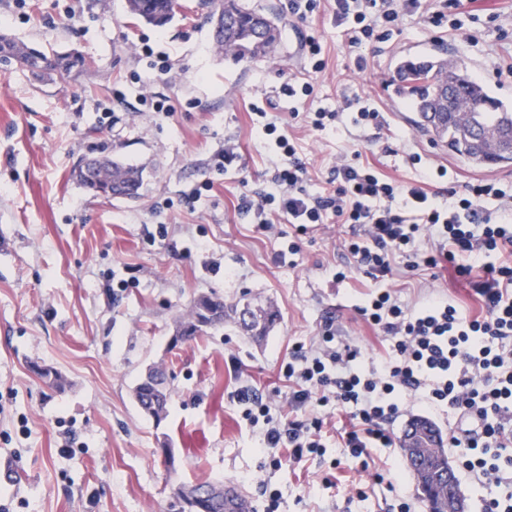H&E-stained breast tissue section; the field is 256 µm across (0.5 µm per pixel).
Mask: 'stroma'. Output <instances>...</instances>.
Wrapping results in <instances>:
<instances>
[{"label":"stroma","instance_id":"35a3bbf8","mask_svg":"<svg viewBox=\"0 0 512 512\" xmlns=\"http://www.w3.org/2000/svg\"><path fill=\"white\" fill-rule=\"evenodd\" d=\"M178 2L160 30L129 16L125 0H0V34L78 52L95 66L77 79L46 81L0 65V459L20 472L16 484H0V502L10 512H176V487L229 481L253 512H263L268 490L279 496L278 512H392L400 497L426 512L398 445L370 449L365 471L337 464L342 423L335 418L324 427L321 453L296 461L289 449L262 448L263 425L244 419L239 393L287 403L283 368L293 345H316L325 330L335 345L360 349L354 368L362 373L391 351L356 312L379 282L362 271L334 279L347 262L348 227L301 233L280 222L264 233L237 204L242 193L264 189L279 133L297 142L313 194L327 189L337 157L355 150L399 181L447 167V176L425 181L442 203L452 186L512 182V165L471 166L417 132L391 82L399 58L443 53L512 104V76L490 67L494 54L512 53V37L489 28L469 47L411 19L387 42L351 48L331 8L302 20L287 15L285 0H244L283 25L269 57L236 65L218 50L202 0ZM310 36L326 62L313 77L314 98L280 95L282 84L302 77ZM143 41L153 57H139ZM359 97L383 114L382 129L352 124ZM158 99L169 115L153 111ZM254 103L264 104L265 116L253 114ZM320 107L338 111L334 127L316 131L303 121ZM268 122L275 135L266 134ZM228 141L240 161L224 173L215 157ZM410 153L421 155L419 167L408 164ZM104 156L141 170L137 199H105L77 181L83 159ZM205 182L210 190L194 196ZM292 241L299 253L278 261ZM387 287L412 309L443 300L465 316L480 312L446 263L398 272ZM203 294L279 318L260 338L229 323L170 347L177 320ZM33 362L59 372L66 387L45 384ZM152 367L166 370L172 389L159 422L133 398ZM402 408L387 425L397 441L414 418L429 419L444 436L455 424L414 395ZM271 453L278 465H269ZM376 471L394 491L373 484Z\"/></svg>","mask_w":512,"mask_h":512}]
</instances>
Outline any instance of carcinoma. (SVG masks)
<instances>
[{
	"label": "carcinoma",
	"mask_w": 512,
	"mask_h": 512,
	"mask_svg": "<svg viewBox=\"0 0 512 512\" xmlns=\"http://www.w3.org/2000/svg\"><path fill=\"white\" fill-rule=\"evenodd\" d=\"M210 19H219L214 39L224 58L236 64H248L265 58L280 36L276 18L260 21V14L246 8L241 0H205ZM176 0H127V12L135 19L156 27L168 25L174 18ZM0 63L17 64L28 72L44 77L53 72L69 77L86 74V61L74 55L48 56L44 51L0 35ZM396 92L404 99L416 128L448 151L476 164L487 165V150H494L496 164L512 163L504 151L512 143V109L491 96L462 63L407 58L400 62L394 76ZM105 176L112 183V197L135 199L141 184L140 172L121 162H109ZM234 318L237 326L251 336H263L276 315L250 307H229L216 295H201L179 318L176 330L180 342L193 341L224 326ZM32 372L45 383L62 388L63 377L50 367L34 363ZM139 408L156 421L165 418L171 389L167 374L160 370L139 383L134 390ZM196 491L208 493L196 503H185L184 487L176 491L180 512H224V484L201 482Z\"/></svg>",
	"instance_id": "cac0c4a2"
}]
</instances>
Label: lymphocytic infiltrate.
I'll return each mask as SVG.
<instances>
[{"mask_svg": "<svg viewBox=\"0 0 512 512\" xmlns=\"http://www.w3.org/2000/svg\"><path fill=\"white\" fill-rule=\"evenodd\" d=\"M332 2L336 24L352 47L386 42L408 17L471 47L486 27L503 35L512 30V11L482 17L468 11L464 0ZM276 147L268 190L239 197L242 213L261 214L259 230L273 228L264 217L269 209L302 233L335 218L351 228L343 244L348 262L336 272L337 281L361 268L383 279L399 262L416 271L445 261L470 284L481 308L469 318L443 301L411 311L391 291L371 295L357 313L390 337L392 359L363 375L351 368L358 350L332 347L331 334L312 351L296 346L284 367L293 385L289 409L332 403L350 415L354 424L337 453L360 462L368 449L392 447L387 423L398 417L404 396L422 395L431 408L455 415L448 445L460 468L480 484L502 487L501 495L485 499L483 512H512V186L469 182L449 190L443 206L421 185L398 182L344 156L332 170L331 191L313 195L292 139L279 135ZM240 400L247 419L265 423L266 447L291 449L297 460L321 450L323 418L284 421L272 416L271 398L246 392Z\"/></svg>", "mask_w": 512, "mask_h": 512, "instance_id": "f902f5d3", "label": "lymphocytic infiltrate"}]
</instances>
